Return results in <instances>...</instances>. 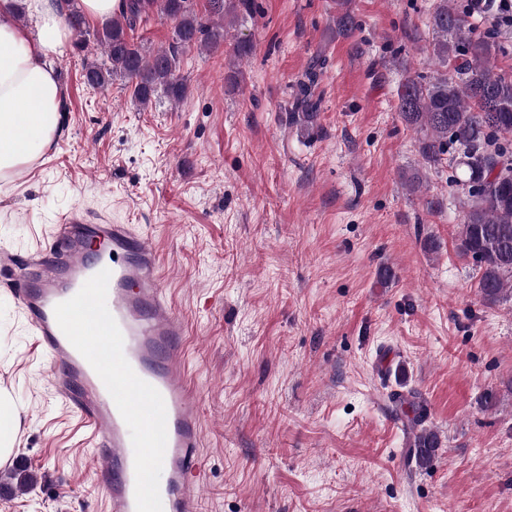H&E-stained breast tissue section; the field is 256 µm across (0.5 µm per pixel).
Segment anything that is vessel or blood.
Instances as JSON below:
<instances>
[{
	"label": "vessel or blood",
	"mask_w": 512,
	"mask_h": 512,
	"mask_svg": "<svg viewBox=\"0 0 512 512\" xmlns=\"http://www.w3.org/2000/svg\"><path fill=\"white\" fill-rule=\"evenodd\" d=\"M50 250L20 257L12 294L61 362L52 386L90 432L113 512H201L203 427L187 383V326L159 258L128 224L71 216Z\"/></svg>",
	"instance_id": "1"
}]
</instances>
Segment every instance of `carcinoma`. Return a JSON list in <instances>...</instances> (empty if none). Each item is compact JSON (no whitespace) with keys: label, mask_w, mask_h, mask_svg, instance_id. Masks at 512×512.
<instances>
[{"label":"carcinoma","mask_w":512,"mask_h":512,"mask_svg":"<svg viewBox=\"0 0 512 512\" xmlns=\"http://www.w3.org/2000/svg\"><path fill=\"white\" fill-rule=\"evenodd\" d=\"M254 0H208L203 17L193 0H122L118 14L96 33L104 52L99 63L86 67L94 87L121 81L136 105L146 108L161 96L178 102L186 94L180 75V57L192 50L211 51L224 44V20L250 15ZM173 22L172 42L151 49L135 41L137 26L152 16ZM430 24L435 34L432 54L444 71L427 79L408 77L398 92V110L404 122L423 134L419 153L429 167L451 156L450 183L461 194L462 224L457 251L473 260L479 271L478 289L483 302L494 305L512 298V80L493 72L492 44L473 35L464 13L439 0ZM326 62L320 49L298 82L288 109L289 122L308 132L317 127L321 99L315 88ZM453 67V74L446 68ZM416 460L427 465L441 447L439 435L423 427L420 402L407 401ZM0 494L26 488L32 478L14 471ZM17 480L12 485L11 480Z\"/></svg>","instance_id":"carcinoma-1"}]
</instances>
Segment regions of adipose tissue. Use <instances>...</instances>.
I'll use <instances>...</instances> for the list:
<instances>
[{"instance_id": "adipose-tissue-1", "label": "adipose tissue", "mask_w": 512, "mask_h": 512, "mask_svg": "<svg viewBox=\"0 0 512 512\" xmlns=\"http://www.w3.org/2000/svg\"><path fill=\"white\" fill-rule=\"evenodd\" d=\"M14 0H0V184L41 159L57 141L64 89L51 67L72 28L63 0H24L34 32L15 21Z\"/></svg>"}]
</instances>
